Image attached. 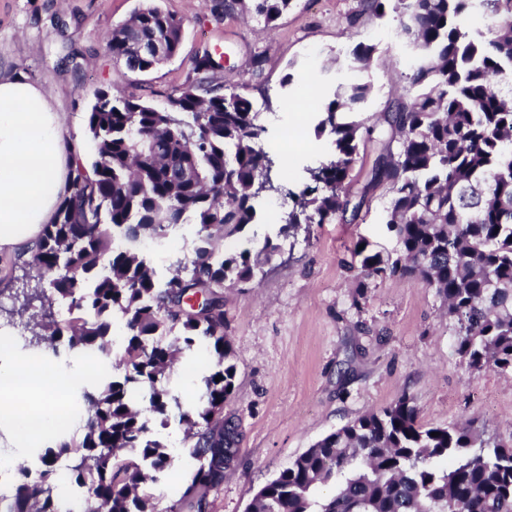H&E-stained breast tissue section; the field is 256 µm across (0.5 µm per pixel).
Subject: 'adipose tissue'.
Segmentation results:
<instances>
[{
  "label": "adipose tissue",
  "mask_w": 512,
  "mask_h": 512,
  "mask_svg": "<svg viewBox=\"0 0 512 512\" xmlns=\"http://www.w3.org/2000/svg\"><path fill=\"white\" fill-rule=\"evenodd\" d=\"M51 98L20 74L0 76V252L32 251L69 188L77 158ZM86 361L55 362L0 343V462L31 464L35 449L79 431L60 400L95 385Z\"/></svg>",
  "instance_id": "ef3b65f1"
}]
</instances>
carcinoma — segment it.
Here are the masks:
<instances>
[{"mask_svg":"<svg viewBox=\"0 0 512 512\" xmlns=\"http://www.w3.org/2000/svg\"><path fill=\"white\" fill-rule=\"evenodd\" d=\"M485 4L490 20H466ZM292 0H224V10L273 25ZM391 10L400 35L417 48L405 97L372 125L354 119L369 83L341 82L314 102L315 133L331 136L332 156L294 187L266 151L267 129L241 91L211 85L210 55L196 60L194 85L159 108L133 94L96 96L87 129L90 161L78 160L71 192L23 262L34 286L19 307L0 305V329L19 327L23 348L74 353L112 350L113 317L124 323L121 378L106 377L85 395L79 441L43 450L37 475L21 466L4 512H62L64 485L84 512H156L139 489L170 470L174 455L150 435L135 406L166 421L176 410L198 465L165 512H208L224 482V449L242 440L224 404L235 390L236 353L224 336V286L256 276L248 249L218 242L257 221V202L280 198V233L300 224L356 217L370 190L390 186L387 228L393 254L356 249L358 288L405 277L436 289L455 327V351L472 371L512 370V0H366ZM183 22L143 6L113 29L107 51L133 54L158 43L163 54L139 60L146 72L178 54ZM377 47L359 43V68ZM384 144L369 181L351 191L362 141ZM200 245L159 276L139 249L183 225ZM68 304L78 315L57 319ZM207 340L211 358L200 401L184 405L164 386L177 355ZM439 436L433 437L431 433ZM128 451L137 460L123 461ZM335 494L315 497L318 485ZM248 512H512V444L484 438L470 424L426 428L413 398L401 394L378 412L329 433L258 491Z\"/></svg>","mask_w":512,"mask_h":512,"instance_id":"obj_1","label":"carcinoma"}]
</instances>
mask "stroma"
I'll return each instance as SVG.
<instances>
[{"label":"stroma","mask_w":512,"mask_h":512,"mask_svg":"<svg viewBox=\"0 0 512 512\" xmlns=\"http://www.w3.org/2000/svg\"><path fill=\"white\" fill-rule=\"evenodd\" d=\"M144 0H0V73L23 74L54 97L73 150L93 154L87 116L99 91H121L165 106L196 79L193 64L219 57L214 85L244 92L292 179L328 160L327 137L302 120L299 91L330 95L343 74L329 55L349 57L361 42L377 45L368 69L353 77L374 86L361 119L374 122L403 94L412 62L394 15L376 18L361 0H293L275 27L218 9L219 0H153L183 20L178 56L133 74L107 52L112 30ZM262 56V69L252 65ZM304 125L303 141L283 133ZM391 192L376 186L355 219L303 224L289 236L259 218L223 243L250 249L260 271L249 288L227 287L224 333L237 353L235 391L225 413L242 424L235 467L210 496L211 512H246L258 490L316 441L348 421L377 411L401 393L414 400L426 427L472 423L512 442V371L471 372L454 349V327L436 291L419 280L379 279L358 294L353 251L369 242L392 251L384 224ZM277 245L264 259L265 243ZM157 439L176 447V465L141 487L165 512L186 486L180 462L190 460L178 417L153 423Z\"/></svg>","instance_id":"35a3bbf8"}]
</instances>
